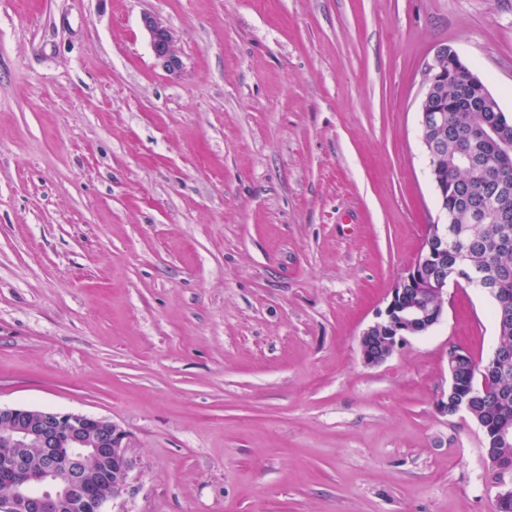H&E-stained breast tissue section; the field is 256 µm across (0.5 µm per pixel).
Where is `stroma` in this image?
<instances>
[{
    "instance_id": "35a3bbf8",
    "label": "stroma",
    "mask_w": 512,
    "mask_h": 512,
    "mask_svg": "<svg viewBox=\"0 0 512 512\" xmlns=\"http://www.w3.org/2000/svg\"><path fill=\"white\" fill-rule=\"evenodd\" d=\"M442 45L512 116V0H0V406L123 430L106 512H496L444 409L450 351L498 342L488 295L360 350L446 221ZM142 24L150 37L155 57L170 74H178L182 69L181 48L175 34L156 17L145 14Z\"/></svg>"
}]
</instances>
